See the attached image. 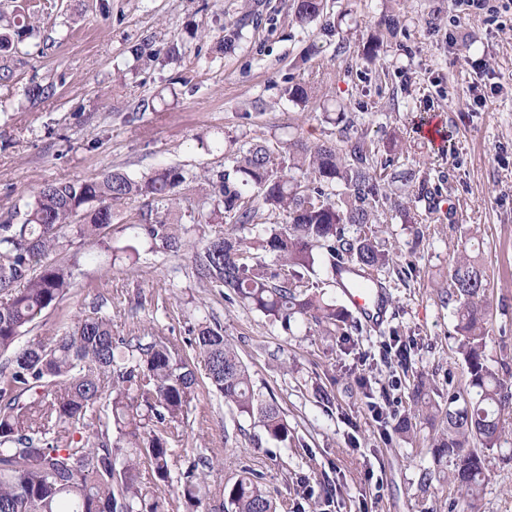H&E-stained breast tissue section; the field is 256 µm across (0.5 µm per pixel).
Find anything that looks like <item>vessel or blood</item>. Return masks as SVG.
Wrapping results in <instances>:
<instances>
[{"mask_svg": "<svg viewBox=\"0 0 512 512\" xmlns=\"http://www.w3.org/2000/svg\"><path fill=\"white\" fill-rule=\"evenodd\" d=\"M336 282L351 313L372 326L384 320L388 310V296L386 289L376 279L346 265L337 268Z\"/></svg>", "mask_w": 512, "mask_h": 512, "instance_id": "1", "label": "vessel or blood"}]
</instances>
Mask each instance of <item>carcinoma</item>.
<instances>
[{
	"label": "carcinoma",
	"instance_id": "1",
	"mask_svg": "<svg viewBox=\"0 0 512 512\" xmlns=\"http://www.w3.org/2000/svg\"><path fill=\"white\" fill-rule=\"evenodd\" d=\"M291 10L299 23L318 25L325 41L336 36L326 0H291ZM37 29L23 7L10 18L0 15V52ZM285 95L304 106L312 87L290 80ZM324 119L338 125L339 141L245 142L214 177L168 166L138 179L114 169L95 180L54 181L27 204L22 223L0 224V512H179L182 504L197 512H277L264 473L243 466L212 493L214 458L182 447L203 388L270 440L284 448L292 440L277 399L254 390L220 326L202 321L181 344L159 334L114 336L101 299L61 332L25 343L22 337L70 295L84 254L52 258L62 240L106 245L115 209L135 196L147 198L148 209L128 225L134 237L155 252L189 249L199 281L227 289L286 330L302 320L351 335L355 323L319 291L317 269L388 265L372 229L379 208L390 205L408 223L413 216L387 187L416 180L423 187L427 177L378 158L346 113ZM179 202L188 204V227L158 218ZM212 224L226 229L206 233ZM353 226L361 233L349 235ZM448 277L444 303L453 307L466 393L448 383L433 459L452 464L448 477L458 497L449 512H479L487 453L499 447L504 416L512 412V375H499L489 363L490 281L477 248L453 257ZM437 395L420 376L408 397L433 423ZM385 425L404 438L414 434L407 415L393 414Z\"/></svg>",
	"mask_w": 512,
	"mask_h": 512
}]
</instances>
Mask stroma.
<instances>
[{
	"instance_id": "35a3bbf8",
	"label": "stroma",
	"mask_w": 512,
	"mask_h": 512,
	"mask_svg": "<svg viewBox=\"0 0 512 512\" xmlns=\"http://www.w3.org/2000/svg\"><path fill=\"white\" fill-rule=\"evenodd\" d=\"M22 2L40 33L8 57L12 77L0 81V222L21 223L26 203L55 180L116 168L138 176L162 165L214 173L234 144L335 138L327 112L346 113L377 147L396 141V165L437 179L431 199L414 186L391 187L408 194L418 222L381 216L393 262L378 272L391 298L379 329L343 338L295 323L286 332L199 282L187 252L130 253L129 227L145 208L134 197L109 228L108 249L83 244L90 258L69 298L44 312L33 333L52 335L101 290L116 336L146 329L182 340L199 320L219 323L255 388L275 394L295 440L283 448L252 426L236 431L223 399L200 392L187 435L217 455L209 485L247 464L264 472L279 512H448L454 486L420 483L434 465L429 440L386 432L369 407L412 413L409 387L421 374L441 390L463 385L441 294L449 257L471 237L494 284L491 365L512 372V11L493 22L478 13L454 18L450 0H332L338 30L312 55L318 29L296 23L289 0ZM390 15L397 32L365 60L367 36ZM238 26L243 40L218 50L223 30ZM136 44L146 57L133 58ZM172 46L180 58H165ZM292 79L316 82L308 107L288 102ZM35 82L52 85V95L30 96ZM431 117L447 130L443 145L421 135L420 119ZM439 199L454 209L437 208ZM403 267L410 277L400 278ZM487 466L481 512H512V419ZM370 472L381 484L376 496Z\"/></svg>"
}]
</instances>
